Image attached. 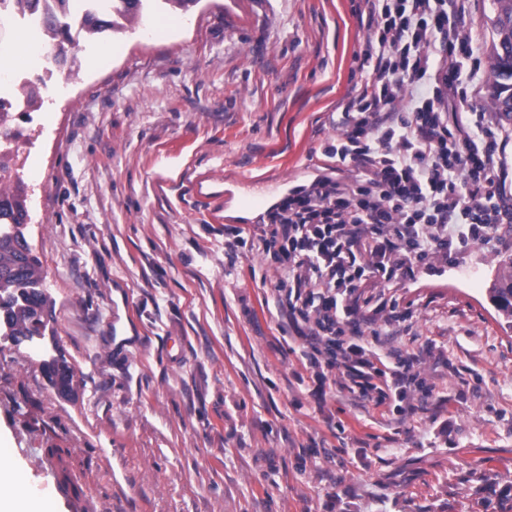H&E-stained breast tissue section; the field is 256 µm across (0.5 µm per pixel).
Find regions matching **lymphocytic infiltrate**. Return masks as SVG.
Masks as SVG:
<instances>
[{
  "instance_id": "lymphocytic-infiltrate-1",
  "label": "lymphocytic infiltrate",
  "mask_w": 512,
  "mask_h": 512,
  "mask_svg": "<svg viewBox=\"0 0 512 512\" xmlns=\"http://www.w3.org/2000/svg\"><path fill=\"white\" fill-rule=\"evenodd\" d=\"M468 2L360 0L366 77L348 91L333 120L339 134L324 148L337 175L317 176L288 195L252 234L224 227L229 250L277 253L275 290L289 327H312L311 348L301 357L319 384L341 367L361 393L386 377L390 390L404 395L409 366L387 367L362 331H345L359 307L372 304L363 286L372 277L392 281L431 255L490 243L512 215L486 113L459 111L448 96L468 52L458 28ZM426 83L429 93L404 100L406 87ZM344 169L353 178H342Z\"/></svg>"
}]
</instances>
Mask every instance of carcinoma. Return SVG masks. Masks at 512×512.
Returning <instances> with one entry per match:
<instances>
[{"label":"carcinoma","instance_id":"obj_1","mask_svg":"<svg viewBox=\"0 0 512 512\" xmlns=\"http://www.w3.org/2000/svg\"><path fill=\"white\" fill-rule=\"evenodd\" d=\"M494 5L492 27L496 39L489 56L490 105L512 121V110L508 108L512 98V0H494ZM82 25L86 35L91 36L112 30L115 22L87 14ZM1 150L13 152L14 162L0 168V339L16 346L26 342L41 356L43 350L37 339L45 336L49 324V298L42 262L24 233L29 211L27 186L19 175L20 156L12 150L8 133L0 127ZM492 292L497 309L512 317V259L504 263L503 274ZM42 369L60 396L75 393V371L65 360H45Z\"/></svg>","mask_w":512,"mask_h":512}]
</instances>
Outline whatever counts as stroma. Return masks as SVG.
Here are the masks:
<instances>
[{
    "instance_id": "obj_1",
    "label": "stroma",
    "mask_w": 512,
    "mask_h": 512,
    "mask_svg": "<svg viewBox=\"0 0 512 512\" xmlns=\"http://www.w3.org/2000/svg\"><path fill=\"white\" fill-rule=\"evenodd\" d=\"M358 0H157L79 42L44 88L20 174L53 308L81 383L64 399L0 342V443L51 512H512V320L490 290L494 244L369 282L379 344L410 362L404 397L318 385L274 292V255L224 247L189 197L276 204L335 162L328 117L359 82ZM493 0L472 40L463 112L489 111ZM111 57L95 64L103 48ZM55 472L43 473L45 462Z\"/></svg>"
}]
</instances>
